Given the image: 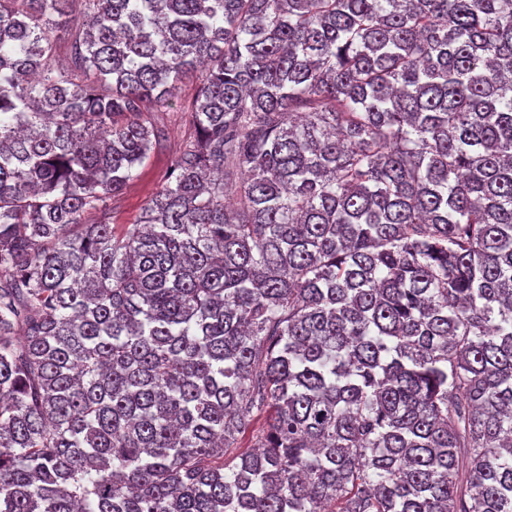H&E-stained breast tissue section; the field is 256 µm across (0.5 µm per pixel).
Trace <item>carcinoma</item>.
<instances>
[{
	"instance_id": "obj_1",
	"label": "carcinoma",
	"mask_w": 512,
	"mask_h": 512,
	"mask_svg": "<svg viewBox=\"0 0 512 512\" xmlns=\"http://www.w3.org/2000/svg\"><path fill=\"white\" fill-rule=\"evenodd\" d=\"M0 512H512V0H0ZM198 89L195 75H188L178 84L173 96L174 111L146 113L149 121L163 123L167 138L138 169V176L128 185L112 205L113 224H133L139 217L148 199L164 184L173 158L179 153L192 133L186 108L193 101Z\"/></svg>"
}]
</instances>
